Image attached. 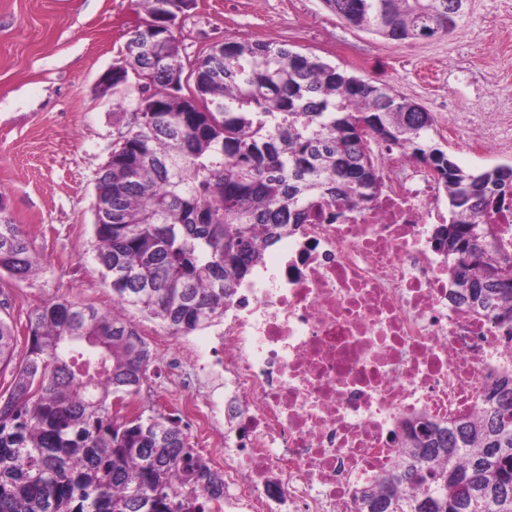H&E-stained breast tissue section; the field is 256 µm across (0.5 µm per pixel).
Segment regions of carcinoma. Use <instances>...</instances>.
Instances as JSON below:
<instances>
[{"mask_svg": "<svg viewBox=\"0 0 512 512\" xmlns=\"http://www.w3.org/2000/svg\"><path fill=\"white\" fill-rule=\"evenodd\" d=\"M347 25L394 42L453 33L467 0H323ZM142 80L112 68L131 128L97 188L94 259L112 312L57 299L25 324L26 352L0 290V512H212L224 475L172 415L119 417L157 362L134 307L174 334L224 324V300L273 244L321 203L379 189L368 139L432 168L448 198L440 244L454 299L512 330V252L493 224L465 220L512 203V165L473 171L435 142L434 113L387 83L349 76L285 44L228 38L186 65L167 22L194 0H137ZM28 234L0 211V271L38 270ZM360 512H512V377L479 414L418 422L403 460L360 494Z\"/></svg>", "mask_w": 512, "mask_h": 512, "instance_id": "carcinoma-1", "label": "carcinoma"}]
</instances>
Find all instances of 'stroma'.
<instances>
[{"label": "stroma", "mask_w": 512, "mask_h": 512, "mask_svg": "<svg viewBox=\"0 0 512 512\" xmlns=\"http://www.w3.org/2000/svg\"><path fill=\"white\" fill-rule=\"evenodd\" d=\"M144 16L135 0H0V198L41 262L28 279L0 278L17 326L58 298L113 306L93 260V205L97 174L126 124L99 78L122 60ZM174 34L190 63L246 36L286 43L358 77L378 69L428 111L444 101L460 124L493 127L504 163L512 162V0H469L453 34L404 43L350 27L321 0H195ZM179 396L161 371L136 403L179 417Z\"/></svg>", "instance_id": "stroma-1"}]
</instances>
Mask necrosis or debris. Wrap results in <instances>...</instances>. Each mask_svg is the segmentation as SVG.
<instances>
[{"mask_svg": "<svg viewBox=\"0 0 512 512\" xmlns=\"http://www.w3.org/2000/svg\"><path fill=\"white\" fill-rule=\"evenodd\" d=\"M377 156L374 197L315 210L224 309L200 365L224 398L186 403L224 462V512H359L401 463L409 422L474 414L512 373V336L448 297L435 174L395 148Z\"/></svg>", "mask_w": 512, "mask_h": 512, "instance_id": "4bbe7bcc", "label": "necrosis or debris"}]
</instances>
